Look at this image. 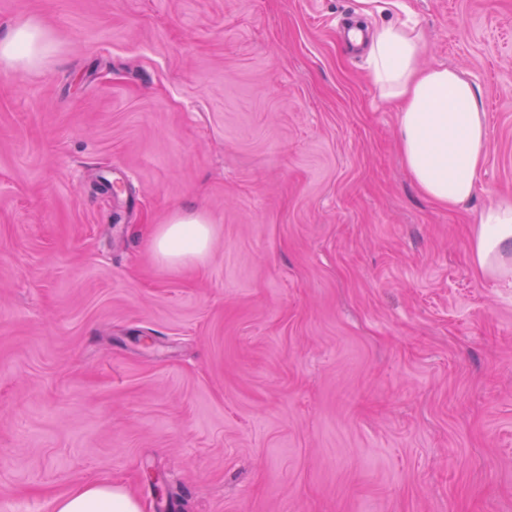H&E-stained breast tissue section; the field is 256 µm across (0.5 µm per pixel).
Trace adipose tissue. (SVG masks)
Listing matches in <instances>:
<instances>
[{"label": "adipose tissue", "mask_w": 512, "mask_h": 512, "mask_svg": "<svg viewBox=\"0 0 512 512\" xmlns=\"http://www.w3.org/2000/svg\"><path fill=\"white\" fill-rule=\"evenodd\" d=\"M44 33L30 22L0 36V65L33 64L44 50ZM420 33L408 25L376 30L368 51L370 74L381 94L398 104V142L412 180L431 201L452 209L477 188L476 175L488 151L486 116L473 85L458 71L419 61ZM211 225L201 216L178 215L157 228L153 243L166 262L203 259ZM472 249L479 268L512 276V197H501L481 213ZM54 512H141L129 492L89 482L54 502Z\"/></svg>", "instance_id": "adipose-tissue-1"}]
</instances>
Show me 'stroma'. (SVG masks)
I'll return each instance as SVG.
<instances>
[{"instance_id":"1","label":"stroma","mask_w":512,"mask_h":512,"mask_svg":"<svg viewBox=\"0 0 512 512\" xmlns=\"http://www.w3.org/2000/svg\"><path fill=\"white\" fill-rule=\"evenodd\" d=\"M410 23L489 148L448 210L367 48ZM0 512L87 482L142 512H512V280L470 232L512 194V0H0ZM200 215L205 259L155 227ZM159 473L157 499L143 474ZM45 34L31 22L15 25L0 36V63L8 69L33 64L44 50ZM211 224L202 216L177 215L157 228L153 237L156 253L170 264L201 260L208 251Z\"/></svg>"}]
</instances>
